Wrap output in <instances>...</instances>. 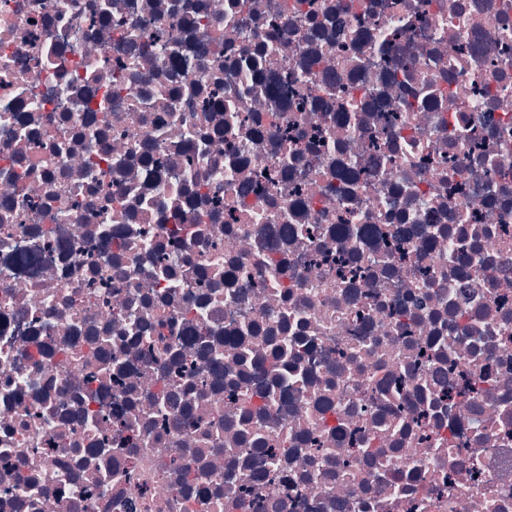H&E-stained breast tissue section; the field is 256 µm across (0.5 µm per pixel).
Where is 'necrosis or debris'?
<instances>
[{
  "mask_svg": "<svg viewBox=\"0 0 512 512\" xmlns=\"http://www.w3.org/2000/svg\"><path fill=\"white\" fill-rule=\"evenodd\" d=\"M0 512H512V0H0Z\"/></svg>",
  "mask_w": 512,
  "mask_h": 512,
  "instance_id": "1",
  "label": "necrosis or debris"
}]
</instances>
